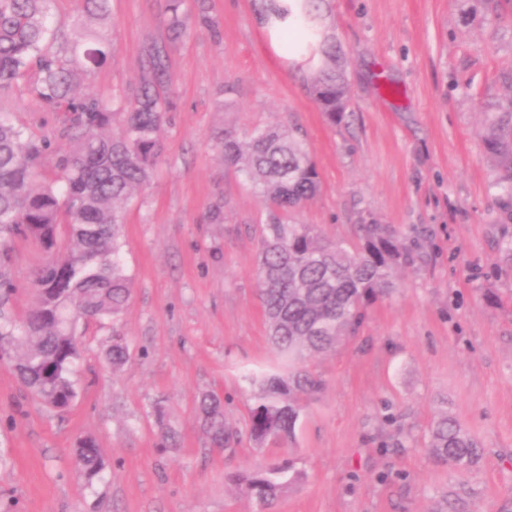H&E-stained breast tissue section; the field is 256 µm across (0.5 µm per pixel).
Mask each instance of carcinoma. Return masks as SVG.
<instances>
[{"label": "carcinoma", "instance_id": "carcinoma-1", "mask_svg": "<svg viewBox=\"0 0 512 512\" xmlns=\"http://www.w3.org/2000/svg\"><path fill=\"white\" fill-rule=\"evenodd\" d=\"M54 0H0V348L13 355L21 382L49 408L68 409L77 391L71 366L78 357L79 321L117 317L131 298L120 263L122 227L132 195L152 179L164 152L169 99L163 87L165 47L146 53L139 86L118 106L77 87L112 56L101 28L110 0H83L86 20L70 31L56 21ZM320 0H296L300 22L284 31L288 51L323 57L309 93L334 125L347 118L348 83L333 37L323 25ZM182 0H167V28L184 26ZM291 7L260 0L259 19L285 20ZM61 112L55 134L36 131L23 112ZM485 151L499 167L498 182L512 197V101L490 112L483 127ZM224 164L259 188L267 205L256 254L258 290L269 340L294 367L284 379L269 376L250 410L248 436L256 448L281 446L295 437L301 400L322 379L306 359L356 336L366 309L393 293V272L415 262L384 224H359L356 241H326L315 226L295 224L291 214L320 190L305 142L279 125L257 129L246 141L226 132L216 140ZM54 159V172L42 170ZM32 242L44 255L34 276L35 302L18 322L3 310L15 291L8 273L11 242ZM112 367H122L128 346L121 336L106 348ZM211 447L229 449L238 435L224 401L203 394L196 406ZM480 443L452 414L429 428L427 452L438 467L471 469ZM89 483L104 463L92 438L76 448ZM288 462L235 475L260 505L270 508L286 487Z\"/></svg>", "mask_w": 512, "mask_h": 512}]
</instances>
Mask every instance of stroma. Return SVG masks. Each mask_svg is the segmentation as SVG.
Segmentation results:
<instances>
[{
  "instance_id": "35a3bbf8",
  "label": "stroma",
  "mask_w": 512,
  "mask_h": 512,
  "mask_svg": "<svg viewBox=\"0 0 512 512\" xmlns=\"http://www.w3.org/2000/svg\"><path fill=\"white\" fill-rule=\"evenodd\" d=\"M207 7L202 16L184 0L173 41L165 0H110L114 51L82 90L126 95L148 45L166 44L165 151L126 212L131 302L118 321L78 328L72 406L47 410L12 359L0 360V512H264L229 476L287 457L302 478L271 512H430L443 492L464 512H512V261L502 250L512 205L481 139L487 113L512 97V0H329L350 93V118L336 127L254 0ZM272 124L304 136L319 173L296 222L336 240L369 223L428 235L422 260L395 271L397 291L369 308L357 337L310 359L325 387L290 448L244 441L229 453L210 447L198 397H222L228 424L245 430L259 380L289 363L257 296L266 206L225 167L214 136ZM39 263L16 241L14 319L31 305ZM116 333L129 349L117 370L104 352ZM444 408L481 444L464 474L426 453ZM164 429L175 445L161 452ZM86 436L105 461L91 485L75 454Z\"/></svg>"
}]
</instances>
